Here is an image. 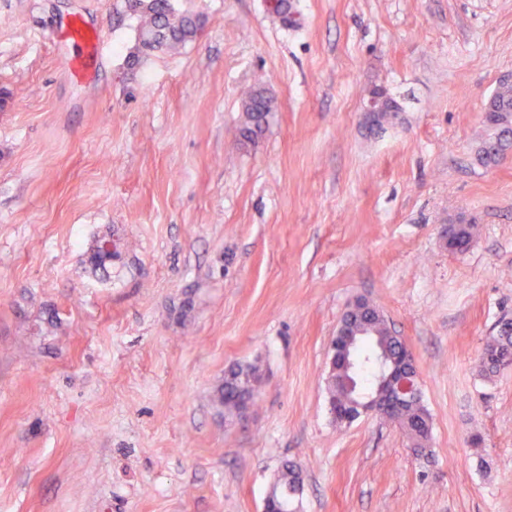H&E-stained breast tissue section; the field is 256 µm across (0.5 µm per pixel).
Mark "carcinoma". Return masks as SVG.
<instances>
[{
	"label": "carcinoma",
	"instance_id": "obj_1",
	"mask_svg": "<svg viewBox=\"0 0 512 512\" xmlns=\"http://www.w3.org/2000/svg\"><path fill=\"white\" fill-rule=\"evenodd\" d=\"M127 4L138 20V42L145 51L177 49L190 41L199 28V17L191 12H178L171 0H127ZM485 109L503 114L502 122L486 125L482 160L493 164L504 150L512 146V84H500L489 97ZM271 111L272 100L264 90L251 91L242 102L241 136L248 139L261 133L267 125ZM363 322L369 326L371 335L362 337L358 343L362 368L360 375L365 379L362 390L372 392L377 386L376 369L366 359V354L381 347L396 355L401 347V340L392 335L387 324L375 313L356 318L354 325ZM511 367L512 324L501 318L486 339L478 368L481 375L491 377ZM253 375V371L238 367L229 369L225 374L224 387L219 391L218 402L224 405L227 412H235L244 392L243 383ZM328 393L336 424L341 426L354 421L350 396L344 391V376L336 374V382L328 383ZM386 418L396 422L411 440L430 433L431 415L420 396L391 409L386 413ZM301 485V466L293 462L284 463L275 481L276 492L272 505L284 512H292L296 500L294 492Z\"/></svg>",
	"mask_w": 512,
	"mask_h": 512
}]
</instances>
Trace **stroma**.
Listing matches in <instances>:
<instances>
[{
  "label": "stroma",
  "mask_w": 512,
  "mask_h": 512,
  "mask_svg": "<svg viewBox=\"0 0 512 512\" xmlns=\"http://www.w3.org/2000/svg\"><path fill=\"white\" fill-rule=\"evenodd\" d=\"M172 2L200 31L143 56L123 0H0V512H263L286 460L301 512H512V368L477 371L512 314V150L479 160L512 0ZM75 13L107 39L83 82ZM253 88L274 113L242 144ZM376 88L400 110L372 130ZM360 297L413 353L425 454L332 420ZM235 365L243 419L216 400ZM363 302L366 303L369 308L373 306V303L369 300L358 299L348 307L341 318L339 327L336 331V337L332 341L333 355L330 359V370L332 369L334 361L336 362V358L342 360L348 370H354L358 366L357 361L353 358V354L356 352V350L344 336H348L346 333L348 328L347 324L351 318L353 319V313L356 311L357 306H360Z\"/></svg>",
  "instance_id": "obj_1"
}]
</instances>
